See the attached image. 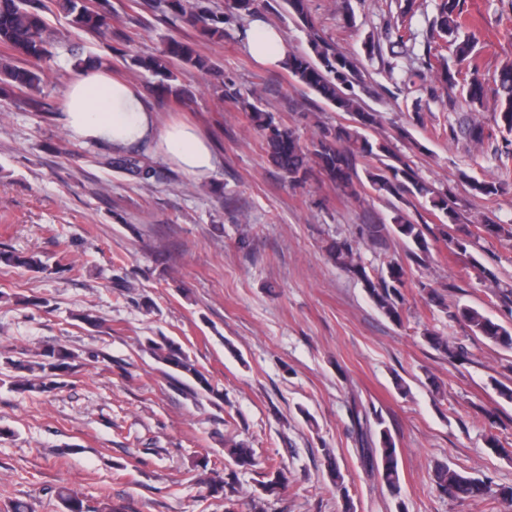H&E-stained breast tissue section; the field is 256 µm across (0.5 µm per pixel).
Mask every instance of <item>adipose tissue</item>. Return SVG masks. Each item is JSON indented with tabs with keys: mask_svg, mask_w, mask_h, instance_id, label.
Returning a JSON list of instances; mask_svg holds the SVG:
<instances>
[{
	"mask_svg": "<svg viewBox=\"0 0 512 512\" xmlns=\"http://www.w3.org/2000/svg\"><path fill=\"white\" fill-rule=\"evenodd\" d=\"M245 45L258 61L278 66L288 55L281 31L264 19H253ZM66 122L82 140L106 145L115 151L154 143L184 172L207 175L215 167L209 145L194 128L182 125L158 128L152 112L128 83L106 71L85 70L72 81L66 93Z\"/></svg>",
	"mask_w": 512,
	"mask_h": 512,
	"instance_id": "adipose-tissue-1",
	"label": "adipose tissue"
}]
</instances>
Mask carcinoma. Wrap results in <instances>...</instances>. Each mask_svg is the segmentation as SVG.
Segmentation results:
<instances>
[{"instance_id":"cac0c4a2","label":"carcinoma","mask_w":512,"mask_h":512,"mask_svg":"<svg viewBox=\"0 0 512 512\" xmlns=\"http://www.w3.org/2000/svg\"><path fill=\"white\" fill-rule=\"evenodd\" d=\"M56 4L69 18L70 26L78 32L98 36L112 31V14L102 5L97 7L91 0H56ZM160 6L167 21L188 19L196 27L200 39L213 43L224 40V15L210 10L203 5V0H160ZM437 10L434 31L441 40L451 37L458 41L459 62L465 64V68L450 71L442 54L432 53V46L429 45L415 76L420 77L439 65L444 83L454 84L457 77H462L467 85L469 101L478 102L484 96V85L478 66L470 58L475 36L459 40V31L466 27L460 0H439ZM46 32L47 22L36 0H0V47L3 48L0 54V92L22 96L25 104L37 112L49 111L42 90L45 76L43 63L51 60L54 53ZM133 65L156 79V90L160 95L175 99L190 96L187 88L175 84L177 70L192 68L202 72L216 71L215 63L200 53L196 44L175 38L170 39L156 54L136 57ZM283 66L297 83L351 116L348 124L318 127L315 140L305 145L259 99L244 97L234 88L232 79L223 81L225 94L235 100L241 111L247 114L251 126L260 132L267 159L282 172L288 183L302 186L315 175L334 184L345 196L353 199L359 198L360 189L368 185L379 196L397 200L407 206L412 205L409 198H422L430 203L432 209L443 213L448 219V223L432 228L428 224L414 223L403 208L395 206L391 223L357 224L349 235L331 238L324 246L328 260L333 265L363 283L374 308L385 318L401 325L407 304L404 293L406 264L388 255L385 267L371 275L367 271L361 247L386 248L391 235L396 234L414 244V248L407 251L406 259L416 265H424L431 257L429 240L448 242V229L450 225L458 223L461 205L449 198L448 194L435 190L419 179L404 157L392 154L384 145L376 146L370 141L366 132L378 125V115L366 109L354 92V84L359 82L360 77L357 60L337 53L312 33L309 52H288ZM496 94L495 112L498 121L512 132V65L504 67L498 74ZM448 136L453 140L462 138L481 143L487 134L481 125L460 121L456 126L448 125ZM379 151L385 153L387 158L382 167L358 169L361 160L375 157ZM511 159L512 153L509 151L498 153L500 164L497 177L472 181L474 196L491 199L499 195L512 175V169L509 168ZM109 164L141 182L156 176L153 161L136 151L117 153ZM477 228L490 237L512 236L511 224L491 221L479 224ZM0 263L12 267L43 268L42 261L35 256H20L5 251L0 252ZM472 268L490 281L500 307L512 317V283H501L492 271L477 262L473 263ZM454 288L456 285L448 284L441 289H427V304L446 313L448 321L464 324L471 335L512 349L511 325L493 319L469 305H448L446 293ZM422 338L451 361L462 363L467 360L468 352L464 346L433 329H423ZM146 349L155 360L172 371L170 379L178 385L179 390L194 398L202 394L221 396L207 374L179 343L166 336L149 338ZM73 359L74 354L68 348L58 346L42 351L35 359L10 358L6 360V365L17 372L12 377L15 388L51 393L61 387V376L70 369ZM352 418L357 427L355 442L359 445L367 472L377 473L392 494H399L398 452L390 432L383 428L381 414L373 407L356 404L352 409ZM224 454L243 470L259 465L254 450L242 442L232 439L225 441ZM327 463L336 478V489L343 500L345 512H351L350 497L340 467L330 455L327 456ZM201 467L208 468V462H202ZM266 477L267 480L262 483L265 496L252 499L251 512H268L267 497L288 486V472L279 466H269ZM433 481L442 492L458 500L490 499L512 508V487L495 489L493 481L488 477H476L438 463L433 469ZM205 483L212 495L224 498V512H236L239 496L237 472L232 471L222 476L218 469L212 468ZM57 497L63 512H128V507L122 503H91L68 488L61 489Z\"/></svg>"}]
</instances>
